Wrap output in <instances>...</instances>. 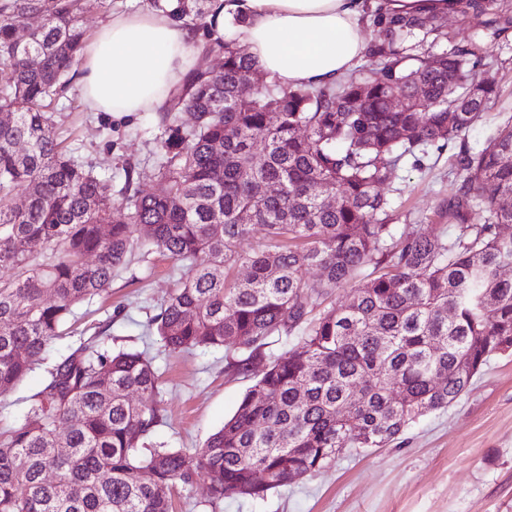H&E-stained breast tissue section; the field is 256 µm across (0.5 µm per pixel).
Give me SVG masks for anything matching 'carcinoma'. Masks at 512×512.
<instances>
[{"label":"carcinoma","instance_id":"obj_1","mask_svg":"<svg viewBox=\"0 0 512 512\" xmlns=\"http://www.w3.org/2000/svg\"><path fill=\"white\" fill-rule=\"evenodd\" d=\"M34 14L41 25L18 41ZM373 25L382 78L315 88L272 78L247 97L249 59L231 42L200 45L167 96L153 190L129 165L119 205L112 179L58 142L50 111L84 48L79 0H0V395L136 250L184 271L151 319L165 349L223 347L246 371L268 338L298 336L193 453L145 446L161 394L146 353L81 344L0 437V512H171L178 485L197 476L213 503L261 498L349 448L388 446L512 351V279L501 272L512 237L499 232L512 224V116L470 147L465 132L497 93L473 45L434 16ZM414 38L451 48L409 66ZM182 111L191 124L177 123ZM435 145L458 148L456 191L435 211L455 233L400 230L380 187ZM269 183L278 194L261 192ZM257 225L264 242L239 251ZM36 245L49 251L40 263ZM308 267L318 278L303 277ZM237 268L248 278L229 279ZM339 288L347 300L327 302Z\"/></svg>","mask_w":512,"mask_h":512}]
</instances>
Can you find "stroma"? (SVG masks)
<instances>
[{
	"label": "stroma",
	"mask_w": 512,
	"mask_h": 512,
	"mask_svg": "<svg viewBox=\"0 0 512 512\" xmlns=\"http://www.w3.org/2000/svg\"><path fill=\"white\" fill-rule=\"evenodd\" d=\"M162 0H82V23L94 34L112 14L161 5ZM462 42H473L488 64L499 94L483 119L467 133L470 146L485 143L489 125L512 116V0H493L485 9L444 19ZM61 139L86 165L112 178V196L122 200L124 168L152 170L161 113L130 115L86 112L78 86L55 106ZM454 146L429 147L421 169L403 163L382 188L398 225L433 231L434 210L451 197ZM178 271L155 253L135 257L117 272L107 297L83 302L50 345L52 355L68 353L94 331L105 348H133L152 358L161 382L160 420L147 442L193 449L204 444L236 410L262 373L269 353L283 354L296 337L262 348L249 372L237 371L224 350L171 353L147 323L176 286ZM44 368L30 372L0 395V432L18 425L28 398L42 386ZM175 512H512V355L492 356L469 389L447 409L422 417L386 448H351L316 473L268 492L261 499L210 502L203 478L179 485Z\"/></svg>",
	"instance_id": "obj_1"
}]
</instances>
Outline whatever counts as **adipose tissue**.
I'll list each match as a JSON object with an SVG mask.
<instances>
[{"mask_svg": "<svg viewBox=\"0 0 512 512\" xmlns=\"http://www.w3.org/2000/svg\"><path fill=\"white\" fill-rule=\"evenodd\" d=\"M462 7V0H211L200 36L179 19L177 0H167L104 23L84 51L78 82L87 111H163L161 91L183 83L198 40H223L229 26L255 71L285 87L333 85L362 56L373 13L449 17Z\"/></svg>", "mask_w": 512, "mask_h": 512, "instance_id": "1", "label": "adipose tissue"}]
</instances>
